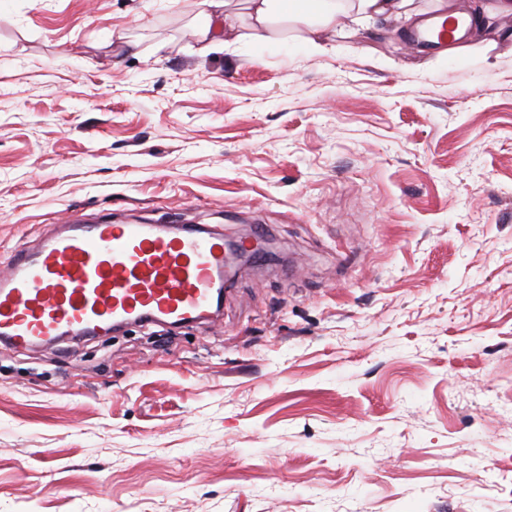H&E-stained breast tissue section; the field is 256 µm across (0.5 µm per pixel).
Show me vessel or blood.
I'll use <instances>...</instances> for the list:
<instances>
[{"label":"vessel or blood","mask_w":512,"mask_h":512,"mask_svg":"<svg viewBox=\"0 0 512 512\" xmlns=\"http://www.w3.org/2000/svg\"><path fill=\"white\" fill-rule=\"evenodd\" d=\"M230 266L223 232L202 224L73 214L0 266V342L28 350L82 329L195 321L216 309Z\"/></svg>","instance_id":"vessel-or-blood-1"}]
</instances>
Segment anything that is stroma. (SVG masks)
<instances>
[{
	"label": "stroma",
	"instance_id": "1",
	"mask_svg": "<svg viewBox=\"0 0 512 512\" xmlns=\"http://www.w3.org/2000/svg\"><path fill=\"white\" fill-rule=\"evenodd\" d=\"M200 0H0V254L265 225L216 322L0 344V512H512V43L204 55Z\"/></svg>",
	"mask_w": 512,
	"mask_h": 512
}]
</instances>
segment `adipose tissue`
Segmentation results:
<instances>
[{"instance_id":"ef3b65f1","label":"adipose tissue","mask_w":512,"mask_h":512,"mask_svg":"<svg viewBox=\"0 0 512 512\" xmlns=\"http://www.w3.org/2000/svg\"><path fill=\"white\" fill-rule=\"evenodd\" d=\"M250 20L248 32H240L229 22L228 0H202L207 19L197 34L203 51L218 46L239 43L257 44L273 40L278 20L301 21L305 34L301 39L304 49L322 52L326 33L343 31L347 24L370 20L412 19L417 10L414 0H243ZM470 26L454 34L443 55L459 57L471 51L472 40L483 35L491 20L512 17V0H485L484 4L467 8Z\"/></svg>"}]
</instances>
